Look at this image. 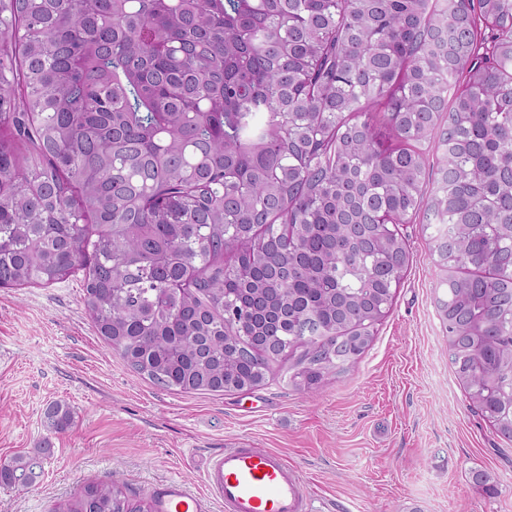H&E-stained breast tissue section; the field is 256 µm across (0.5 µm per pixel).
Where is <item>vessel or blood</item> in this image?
I'll list each match as a JSON object with an SVG mask.
<instances>
[{"mask_svg":"<svg viewBox=\"0 0 512 512\" xmlns=\"http://www.w3.org/2000/svg\"><path fill=\"white\" fill-rule=\"evenodd\" d=\"M206 495L182 480L160 483L157 512H207V501L222 512H310L311 499L286 455L271 448L233 446L212 455L204 472Z\"/></svg>","mask_w":512,"mask_h":512,"instance_id":"vessel-or-blood-1","label":"vessel or blood"}]
</instances>
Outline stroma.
Masks as SVG:
<instances>
[{
    "instance_id": "stroma-1",
    "label": "stroma",
    "mask_w": 512,
    "mask_h": 512,
    "mask_svg": "<svg viewBox=\"0 0 512 512\" xmlns=\"http://www.w3.org/2000/svg\"><path fill=\"white\" fill-rule=\"evenodd\" d=\"M421 224L402 227L410 265L374 341L314 392L289 386L284 364L250 392L167 390L99 338L81 276L0 288V462L47 435L54 446L37 485H0V512H57L97 483L135 505L169 478L201 493L209 457L238 443L287 455L313 512H512V442L452 372ZM55 401L73 420L51 435L45 410ZM475 470L497 494L474 485Z\"/></svg>"
}]
</instances>
